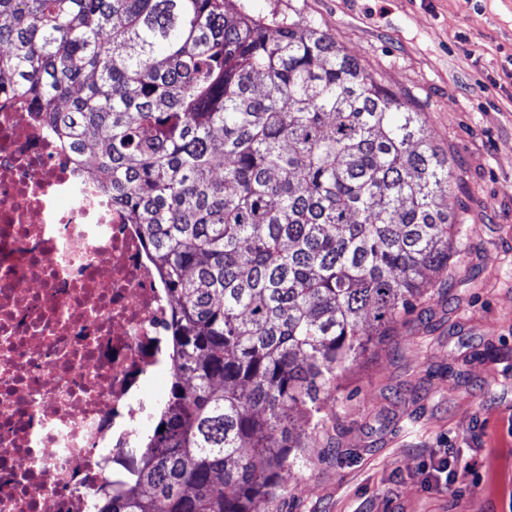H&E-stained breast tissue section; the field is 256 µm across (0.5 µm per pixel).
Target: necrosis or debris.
I'll return each instance as SVG.
<instances>
[{"label": "necrosis or debris", "mask_w": 512, "mask_h": 512, "mask_svg": "<svg viewBox=\"0 0 512 512\" xmlns=\"http://www.w3.org/2000/svg\"><path fill=\"white\" fill-rule=\"evenodd\" d=\"M174 305L84 161L0 108V512H91L160 401Z\"/></svg>", "instance_id": "4bbe7bcc"}]
</instances>
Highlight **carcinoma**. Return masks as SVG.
<instances>
[{
	"label": "carcinoma",
	"mask_w": 512,
	"mask_h": 512,
	"mask_svg": "<svg viewBox=\"0 0 512 512\" xmlns=\"http://www.w3.org/2000/svg\"><path fill=\"white\" fill-rule=\"evenodd\" d=\"M1 45L0 101L79 156L97 133L90 174L177 300L169 393L92 512H268L291 412L448 267V154L330 34L236 0H0Z\"/></svg>",
	"instance_id": "1"
}]
</instances>
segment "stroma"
I'll use <instances>...</instances> for the list:
<instances>
[{
	"label": "stroma",
	"mask_w": 512,
	"mask_h": 512,
	"mask_svg": "<svg viewBox=\"0 0 512 512\" xmlns=\"http://www.w3.org/2000/svg\"><path fill=\"white\" fill-rule=\"evenodd\" d=\"M240 3L335 37L458 177L448 267L321 394L271 512H512V0Z\"/></svg>",
	"instance_id": "1"
}]
</instances>
